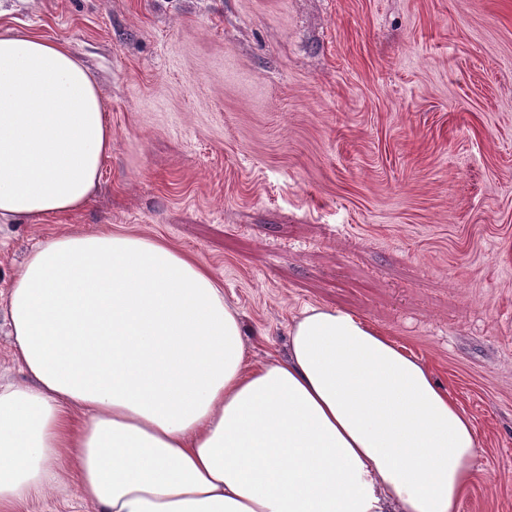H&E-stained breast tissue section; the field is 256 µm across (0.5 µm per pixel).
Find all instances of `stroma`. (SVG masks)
I'll use <instances>...</instances> for the list:
<instances>
[{
  "mask_svg": "<svg viewBox=\"0 0 512 512\" xmlns=\"http://www.w3.org/2000/svg\"><path fill=\"white\" fill-rule=\"evenodd\" d=\"M64 42L112 126L83 211L0 226V305L61 232L209 268L253 362L307 306L430 365L471 418L462 512H512V0H5Z\"/></svg>",
  "mask_w": 512,
  "mask_h": 512,
  "instance_id": "obj_1",
  "label": "stroma"
}]
</instances>
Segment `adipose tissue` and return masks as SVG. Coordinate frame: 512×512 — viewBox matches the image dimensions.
Here are the masks:
<instances>
[{"instance_id": "1", "label": "adipose tissue", "mask_w": 512, "mask_h": 512, "mask_svg": "<svg viewBox=\"0 0 512 512\" xmlns=\"http://www.w3.org/2000/svg\"><path fill=\"white\" fill-rule=\"evenodd\" d=\"M112 152L66 44L0 32V224L86 208ZM26 379L0 384V512L60 491L96 512H462L471 419L356 314L306 307L252 362L212 272L159 237L60 233L5 303Z\"/></svg>"}]
</instances>
